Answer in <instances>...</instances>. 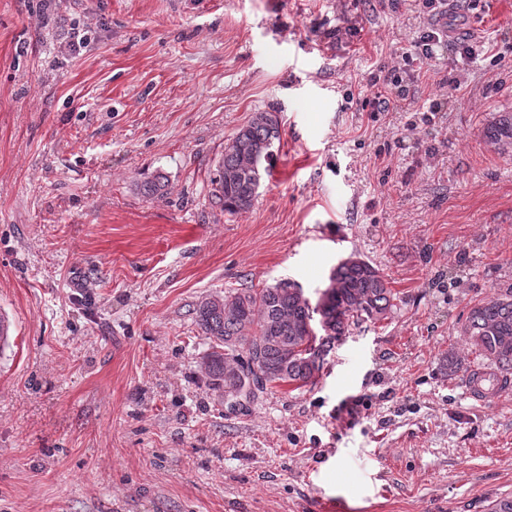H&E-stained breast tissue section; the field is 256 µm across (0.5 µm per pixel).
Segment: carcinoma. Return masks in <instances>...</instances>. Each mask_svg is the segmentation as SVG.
<instances>
[{
	"mask_svg": "<svg viewBox=\"0 0 512 512\" xmlns=\"http://www.w3.org/2000/svg\"><path fill=\"white\" fill-rule=\"evenodd\" d=\"M492 128L493 143H512L511 114H501ZM280 141L276 116L254 113L211 171V202L230 214L250 209ZM136 190L145 199L162 197L167 190L165 177L156 174L140 181ZM330 279L335 287L320 311L286 279L264 288H233L202 300L194 309V322L211 343L205 363L210 390L230 393L250 376L255 383L252 398L268 385L305 387L318 377L331 346L351 327L380 323L395 307L396 293L380 269L355 254L341 261ZM315 314L320 316L321 336L307 329ZM460 333L494 369L511 376L512 288L475 304Z\"/></svg>",
	"mask_w": 512,
	"mask_h": 512,
	"instance_id": "carcinoma-1",
	"label": "carcinoma"
}]
</instances>
